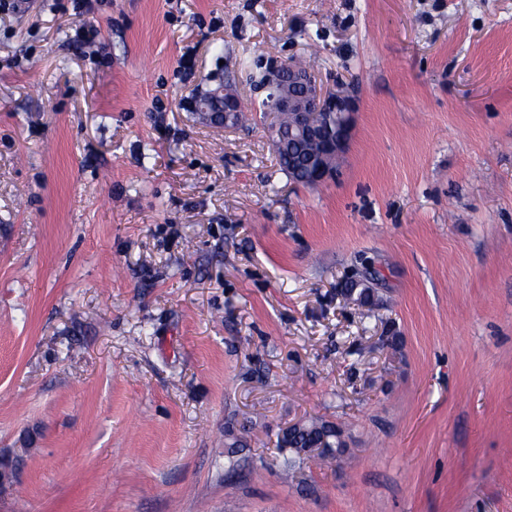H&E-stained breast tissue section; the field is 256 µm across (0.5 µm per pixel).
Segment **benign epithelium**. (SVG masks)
Listing matches in <instances>:
<instances>
[{"instance_id":"7a95c632","label":"benign epithelium","mask_w":512,"mask_h":512,"mask_svg":"<svg viewBox=\"0 0 512 512\" xmlns=\"http://www.w3.org/2000/svg\"><path fill=\"white\" fill-rule=\"evenodd\" d=\"M264 91L269 93L272 112L268 132L273 150L281 146L283 135L280 122L288 123V131L297 130L304 138H314L320 130H328L323 139L322 159L317 163L308 180L315 187L331 179L335 174L334 163L345 152L351 138L355 99L338 87L326 86L314 73L293 64L274 63L267 75ZM207 102L195 108L206 125L226 131L237 127L236 114L240 100L236 89L222 85L205 95ZM353 288L347 300L359 305L363 298L373 294L369 280H352Z\"/></svg>"}]
</instances>
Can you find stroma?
I'll use <instances>...</instances> for the list:
<instances>
[{
	"mask_svg": "<svg viewBox=\"0 0 512 512\" xmlns=\"http://www.w3.org/2000/svg\"><path fill=\"white\" fill-rule=\"evenodd\" d=\"M29 2L0 8V512H512V0H94L83 54L72 0ZM273 57L355 98L318 187L262 113L181 107L255 101ZM313 418L341 457L278 446ZM207 98L208 101L199 108L196 103L194 109L206 121V125L214 128H224V131L234 130L237 127L236 114L240 100L236 89L231 84L219 86L197 100ZM216 103L212 109V104Z\"/></svg>",
	"mask_w": 512,
	"mask_h": 512,
	"instance_id": "1",
	"label": "stroma"
}]
</instances>
